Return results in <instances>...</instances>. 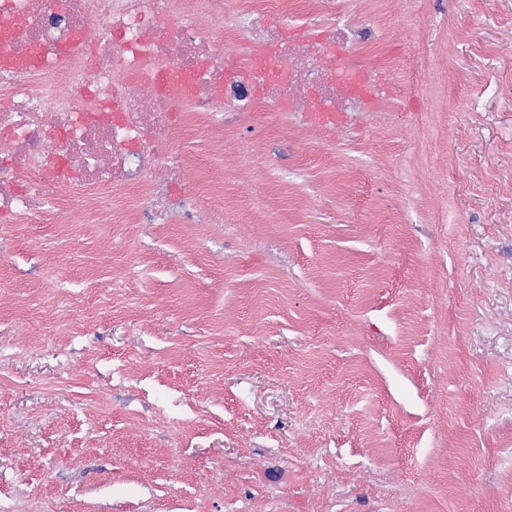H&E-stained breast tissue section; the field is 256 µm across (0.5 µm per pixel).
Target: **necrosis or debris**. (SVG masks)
<instances>
[{"label": "necrosis or debris", "instance_id": "4bbe7bcc", "mask_svg": "<svg viewBox=\"0 0 512 512\" xmlns=\"http://www.w3.org/2000/svg\"><path fill=\"white\" fill-rule=\"evenodd\" d=\"M289 0H0V43L44 59L37 70H0V224H106L112 201L140 224H220L196 189L174 195L189 118L220 125L258 102L327 112L334 102L375 111L371 74L349 50L359 33L313 23L322 54L277 42ZM232 31L262 38L261 64H228L208 39Z\"/></svg>", "mask_w": 512, "mask_h": 512}]
</instances>
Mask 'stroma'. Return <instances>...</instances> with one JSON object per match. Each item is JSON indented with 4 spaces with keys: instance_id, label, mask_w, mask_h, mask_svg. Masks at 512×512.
Instances as JSON below:
<instances>
[{
    "instance_id": "1",
    "label": "stroma",
    "mask_w": 512,
    "mask_h": 512,
    "mask_svg": "<svg viewBox=\"0 0 512 512\" xmlns=\"http://www.w3.org/2000/svg\"><path fill=\"white\" fill-rule=\"evenodd\" d=\"M382 106L189 123L220 224H0L6 512H512V0H297Z\"/></svg>"
}]
</instances>
